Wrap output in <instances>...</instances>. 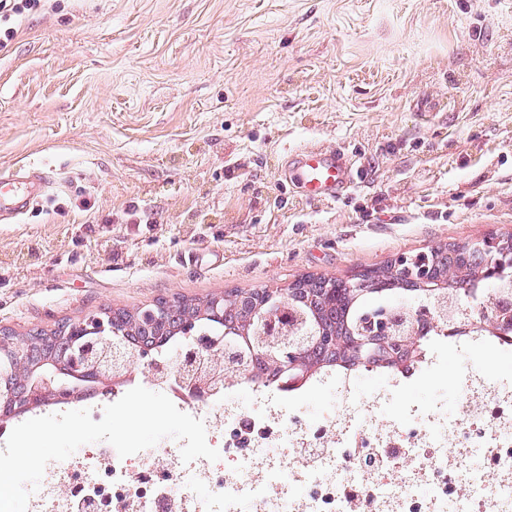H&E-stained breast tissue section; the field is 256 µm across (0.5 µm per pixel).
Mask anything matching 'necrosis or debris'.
Instances as JSON below:
<instances>
[{"label": "necrosis or debris", "mask_w": 512, "mask_h": 512, "mask_svg": "<svg viewBox=\"0 0 512 512\" xmlns=\"http://www.w3.org/2000/svg\"><path fill=\"white\" fill-rule=\"evenodd\" d=\"M475 329L429 342L407 374L382 370V388L359 396L356 370L326 372L333 386L329 409L304 426L289 423L275 397L255 391L252 407L237 401L245 381L228 378L224 392L200 397L160 386L182 412L203 418L220 412L228 460L210 481L200 458L183 463L179 448H148L130 468L115 448L98 442L67 496L55 493L60 462H49L29 512H512V382L505 369L470 370L453 384L454 401L436 397L432 411L398 407L403 379L423 378L437 354L460 352L477 340ZM481 340V339H478ZM496 359L512 344L481 340Z\"/></svg>", "instance_id": "1"}]
</instances>
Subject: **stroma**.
<instances>
[{
	"instance_id": "35a3bbf8",
	"label": "stroma",
	"mask_w": 512,
	"mask_h": 512,
	"mask_svg": "<svg viewBox=\"0 0 512 512\" xmlns=\"http://www.w3.org/2000/svg\"><path fill=\"white\" fill-rule=\"evenodd\" d=\"M0 50V169L46 196L0 224V329L349 278L512 234V0H48ZM345 151L309 201L286 149ZM404 384L430 407L480 347ZM284 176L307 197L322 202L336 201L358 184V171L354 172L347 154L316 144L296 150Z\"/></svg>"
}]
</instances>
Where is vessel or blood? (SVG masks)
Masks as SVG:
<instances>
[{"mask_svg":"<svg viewBox=\"0 0 512 512\" xmlns=\"http://www.w3.org/2000/svg\"><path fill=\"white\" fill-rule=\"evenodd\" d=\"M284 176L315 201L333 202L357 186V172L343 151L310 145L295 151ZM47 174L37 167L0 171V223L12 224L41 200L48 188Z\"/></svg>","mask_w":512,"mask_h":512,"instance_id":"obj_1","label":"vessel or blood"}]
</instances>
